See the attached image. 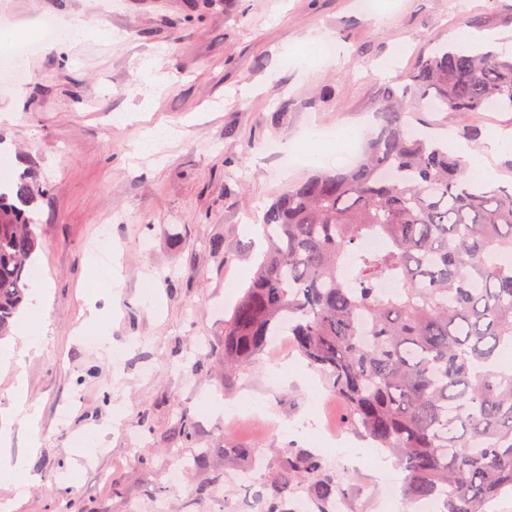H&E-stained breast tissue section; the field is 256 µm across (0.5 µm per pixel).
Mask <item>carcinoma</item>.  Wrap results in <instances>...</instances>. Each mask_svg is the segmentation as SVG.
<instances>
[{
	"instance_id": "cac0c4a2",
	"label": "carcinoma",
	"mask_w": 512,
	"mask_h": 512,
	"mask_svg": "<svg viewBox=\"0 0 512 512\" xmlns=\"http://www.w3.org/2000/svg\"><path fill=\"white\" fill-rule=\"evenodd\" d=\"M410 81L429 112L512 111V55L437 45ZM376 110L381 130L356 167L290 185L266 211L267 248L224 322V372L290 336L346 424L395 458L408 507L486 512L512 495V264L499 262L512 253V186L463 179L462 160L413 130L395 89ZM42 194L30 170L0 185V340L32 287ZM368 236L383 247L365 249ZM303 486L330 512L336 475L277 449L265 512H295Z\"/></svg>"
}]
</instances>
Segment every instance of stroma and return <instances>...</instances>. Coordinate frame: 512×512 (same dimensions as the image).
Here are the masks:
<instances>
[{
  "label": "stroma",
  "mask_w": 512,
  "mask_h": 512,
  "mask_svg": "<svg viewBox=\"0 0 512 512\" xmlns=\"http://www.w3.org/2000/svg\"><path fill=\"white\" fill-rule=\"evenodd\" d=\"M0 0V26H38L43 17L88 23L79 43L44 45L22 78L0 80V147L14 171L37 172L45 187L33 217L47 301L41 345L21 365L0 370V413L22 377L37 425L13 422L0 456L26 457L25 496L0 487V512H131L164 495L168 512H255L274 478L276 449L320 457L335 473L345 512H391L372 443L345 423L341 398L293 349L265 351L225 374L213 351L263 250L256 220L288 185L315 173L295 157L310 128L348 126L360 144L378 135L381 90L415 70L433 40L447 41L461 18L512 36V0ZM111 30L100 39L97 28ZM310 37L335 42V57L300 63ZM151 66L158 80L141 76ZM335 97L314 99L321 86ZM152 99L143 120L135 113ZM129 115L126 123L118 115ZM442 132L477 128L468 145L512 136V112H428ZM174 136L135 151L143 125ZM358 148L334 170L356 163ZM111 232L121 287H96L91 249ZM96 343L81 327L90 310ZM283 357L287 374L276 371ZM251 399L258 416L222 424L221 406ZM195 422L177 443L182 414ZM325 416L339 438L284 431L283 423ZM139 440L128 446L126 431ZM40 442L30 450L31 439ZM231 448H259L247 485ZM185 463L184 486L166 476Z\"/></svg>",
  "instance_id": "35a3bbf8"
}]
</instances>
